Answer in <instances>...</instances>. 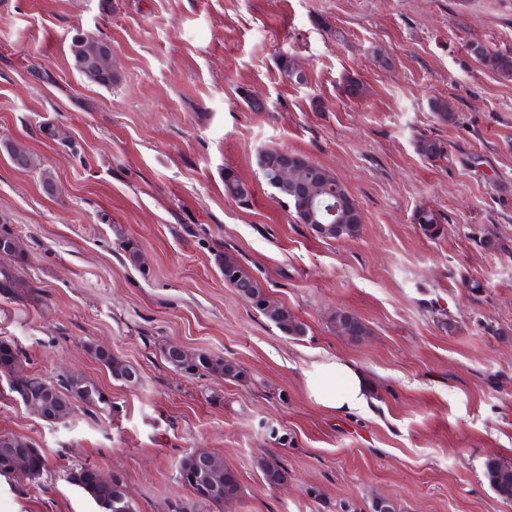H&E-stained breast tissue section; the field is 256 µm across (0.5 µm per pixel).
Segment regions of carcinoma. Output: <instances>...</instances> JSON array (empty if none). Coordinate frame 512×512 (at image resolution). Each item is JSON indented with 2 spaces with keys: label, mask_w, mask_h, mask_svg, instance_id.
Wrapping results in <instances>:
<instances>
[{
  "label": "carcinoma",
  "mask_w": 512,
  "mask_h": 512,
  "mask_svg": "<svg viewBox=\"0 0 512 512\" xmlns=\"http://www.w3.org/2000/svg\"><path fill=\"white\" fill-rule=\"evenodd\" d=\"M110 44L100 38L90 35L76 36L72 39L71 60L76 71L88 81L103 87H110L116 82L117 75L114 72L102 71L95 65L96 56ZM12 159L22 168L35 169L38 167L37 157L18 145L8 146ZM417 152L429 159L444 156V147L437 140L430 137H420L416 142ZM280 151L278 147H267L256 158V166L259 174L282 203H294L289 194L284 190L281 182L276 180V175L271 168V162L275 154ZM243 180L232 170L224 171V192L231 199H237L239 187ZM424 224L421 229L428 237H435L440 232L439 215L433 210L423 211ZM359 224H327L325 229L319 232V236L327 239L354 238L360 232ZM216 262L224 282L229 286L248 284L246 294L248 303L258 311L268 322L275 325L280 331L298 336L305 332V325L288 309L287 306L269 300L262 283L250 274L233 257L222 252L216 254ZM33 293L35 289L28 287L18 280L13 269L8 265H0V293L15 296L19 292ZM353 320L352 338L360 339L367 334V327L355 315L338 311L333 317L336 325H341L344 320ZM0 377L5 379L11 393L26 398V406L29 412L40 418H45V411H50L53 422H64L71 414L72 406L76 402L94 408L104 410L110 406V401L102 391L84 378H71L61 376L55 381H48L40 375L28 374L22 368V359L17 347L10 342L0 340ZM164 360L175 370L180 369L189 375H210L223 379L245 381L246 373L233 361L221 357H214L201 352H183L177 361L167 356V348L161 349ZM95 357L101 361L112 373V376L127 384L134 385L138 382L137 372L124 362L114 358L112 354H102L94 350ZM56 391L55 399L47 407L40 409V402L47 390ZM15 451L32 448V443L20 436L0 435V476L6 477L17 483L35 481L47 471V467L35 469L25 475L13 471V466L6 449ZM209 452L197 450L189 453L181 459L178 469L180 482L191 488L197 483V474L194 466V458L207 456ZM257 467L262 474L265 483L270 486L284 484L288 478V472L282 462L274 455L258 458ZM484 476L490 487L496 494L507 500L512 499V463H505L498 458H488L484 462ZM69 481L87 494L99 508L100 512H133V508L126 490V484L120 483L123 476L112 473L104 475L98 470L81 466L68 474ZM242 487L236 474L229 469H224L223 493L208 497L202 503L208 506L220 507L226 503L240 498Z\"/></svg>",
  "instance_id": "1"
}]
</instances>
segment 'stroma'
<instances>
[{"mask_svg": "<svg viewBox=\"0 0 512 512\" xmlns=\"http://www.w3.org/2000/svg\"><path fill=\"white\" fill-rule=\"evenodd\" d=\"M80 34L111 44L112 87L73 69ZM473 43L512 56V0H0V227L19 236L8 263L36 290L0 294V340L26 372L78 373L112 400L51 423L0 379V434L48 463L33 483L0 477V512H98L67 478L82 465L120 473L134 512H371L377 496L397 512H512L484 477L487 458L512 463V76ZM421 135L444 157L419 155ZM7 141L38 168L17 167ZM269 146L336 176L363 211L358 237L293 222L256 168ZM228 169L248 204L225 195ZM423 207L440 215L435 237L413 221ZM220 252L305 333L226 285ZM339 311L368 336L338 333ZM168 344L247 380L174 371ZM98 346L137 385L113 378ZM331 357L372 382L368 412L309 397L304 369ZM198 449L237 474V501L207 506L182 485L178 463ZM269 453L288 471L276 488L255 464ZM94 355L111 371L114 378L130 385H134L138 382L139 377L137 372L123 361L114 358L111 353L102 354L99 349H95Z\"/></svg>", "mask_w": 512, "mask_h": 512, "instance_id": "1", "label": "stroma"}]
</instances>
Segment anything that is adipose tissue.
<instances>
[{
  "label": "adipose tissue",
  "mask_w": 512,
  "mask_h": 512,
  "mask_svg": "<svg viewBox=\"0 0 512 512\" xmlns=\"http://www.w3.org/2000/svg\"><path fill=\"white\" fill-rule=\"evenodd\" d=\"M303 374L309 396L323 409L337 415L368 411L370 387L352 362L330 358L311 363Z\"/></svg>",
  "instance_id": "1"
}]
</instances>
